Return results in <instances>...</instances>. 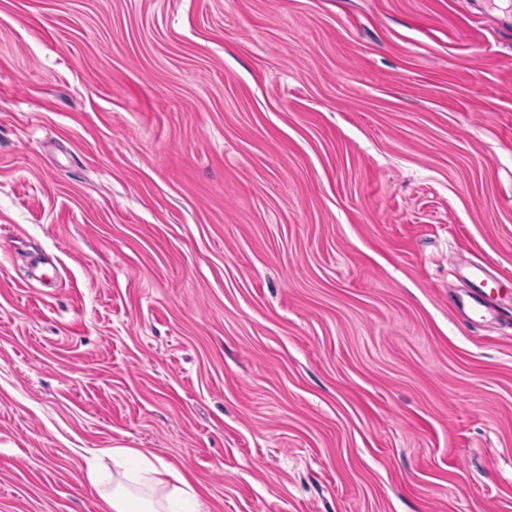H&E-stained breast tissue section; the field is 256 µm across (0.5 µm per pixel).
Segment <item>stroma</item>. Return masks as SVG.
<instances>
[{
    "instance_id": "1",
    "label": "stroma",
    "mask_w": 512,
    "mask_h": 512,
    "mask_svg": "<svg viewBox=\"0 0 512 512\" xmlns=\"http://www.w3.org/2000/svg\"><path fill=\"white\" fill-rule=\"evenodd\" d=\"M116 447L203 512H512L501 0H0V512H107Z\"/></svg>"
}]
</instances>
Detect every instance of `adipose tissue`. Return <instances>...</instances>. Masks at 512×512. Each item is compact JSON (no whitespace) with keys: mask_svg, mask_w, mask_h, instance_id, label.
<instances>
[{"mask_svg":"<svg viewBox=\"0 0 512 512\" xmlns=\"http://www.w3.org/2000/svg\"><path fill=\"white\" fill-rule=\"evenodd\" d=\"M88 478L109 512H172L176 504L197 498L195 487L166 462H153L131 448L94 451ZM110 460L113 475H106L103 460Z\"/></svg>","mask_w":512,"mask_h":512,"instance_id":"ef3b65f1","label":"adipose tissue"}]
</instances>
